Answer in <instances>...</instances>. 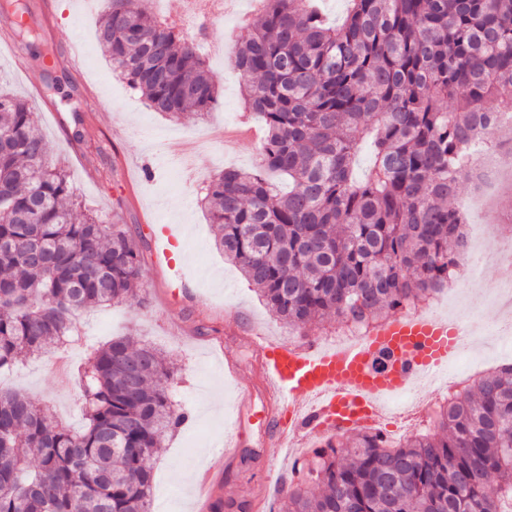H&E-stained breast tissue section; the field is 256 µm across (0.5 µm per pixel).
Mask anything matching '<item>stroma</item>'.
<instances>
[{
    "label": "stroma",
    "mask_w": 512,
    "mask_h": 512,
    "mask_svg": "<svg viewBox=\"0 0 512 512\" xmlns=\"http://www.w3.org/2000/svg\"><path fill=\"white\" fill-rule=\"evenodd\" d=\"M38 34L37 47L17 45L0 53V73L26 99L36 128L47 143L48 161H64L85 205L114 223L127 225L140 245L143 306L114 304L85 314L82 345L69 352V369L84 363L87 347L127 334L164 356L173 373L169 389L189 418L167 435L150 461L154 512H219L218 502L244 503L246 512H264L261 487L267 476L288 470V461L271 442L264 416L276 405L265 390L264 369L250 340L259 329L271 340L287 341L290 329L268 310L239 269L215 247L212 226L202 208L200 187L183 174L188 158L200 180L227 167L250 168L264 131L244 110L242 81L234 66L237 41L245 30L235 18L214 21L207 39L216 47L209 68L219 85V104L208 119L188 113L170 121L150 111L143 98L113 76L95 38L97 12L79 8L77 0H54L52 14L42 15L40 0H25ZM53 50L57 87L47 85ZM85 58L82 77L67 69L70 52ZM80 125L82 138L62 134ZM169 235L171 264L155 259L156 240ZM194 283L197 299L186 302L183 280ZM228 354L233 374L205 361L208 344ZM253 393L250 409L239 412L236 384ZM0 387L18 390L34 402L52 406L68 424L82 422L73 384L61 383L57 366L32 357L0 374ZM239 434L233 467L216 495L205 504L196 494L201 468L224 438Z\"/></svg>",
    "instance_id": "obj_1"
}]
</instances>
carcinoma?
<instances>
[{"label": "carcinoma", "instance_id": "obj_1", "mask_svg": "<svg viewBox=\"0 0 512 512\" xmlns=\"http://www.w3.org/2000/svg\"><path fill=\"white\" fill-rule=\"evenodd\" d=\"M97 41L128 87L173 118L219 93L183 31L144 0H105ZM235 65L265 135L201 203L217 247L280 321L365 327L448 287L468 240L453 207L478 126L512 111V0H350L328 25L310 0H263ZM0 371L52 354L80 314L142 304L139 244L82 214L25 99L0 86ZM369 175L356 176L364 142ZM161 353L124 337L75 378L85 424L0 389V512H152L150 460L187 414ZM288 484L282 512H506L512 367L490 371L393 448L329 441Z\"/></svg>", "mask_w": 512, "mask_h": 512}]
</instances>
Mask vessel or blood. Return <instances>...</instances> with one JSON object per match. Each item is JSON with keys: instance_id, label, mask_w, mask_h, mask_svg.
<instances>
[{"instance_id": "obj_1", "label": "vessel or blood", "mask_w": 512, "mask_h": 512, "mask_svg": "<svg viewBox=\"0 0 512 512\" xmlns=\"http://www.w3.org/2000/svg\"><path fill=\"white\" fill-rule=\"evenodd\" d=\"M457 336L455 327L421 313L385 320L365 342L343 352L259 342L268 392L279 411L268 423L274 444H285L292 428L356 429L371 413L375 397L396 392L410 377L446 362L458 349ZM314 391L323 394L322 405L299 414L302 401ZM237 453V442H230L222 459L202 473L204 494L214 496L224 482L226 463Z\"/></svg>"}]
</instances>
